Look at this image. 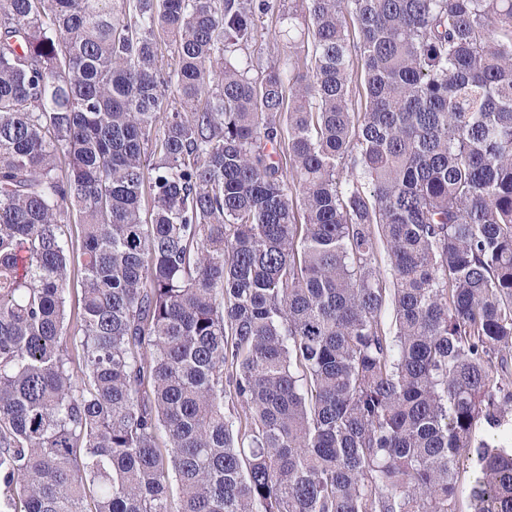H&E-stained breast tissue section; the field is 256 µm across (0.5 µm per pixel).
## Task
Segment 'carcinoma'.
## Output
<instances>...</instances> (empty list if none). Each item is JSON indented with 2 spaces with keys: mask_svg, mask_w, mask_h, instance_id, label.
<instances>
[{
  "mask_svg": "<svg viewBox=\"0 0 512 512\" xmlns=\"http://www.w3.org/2000/svg\"><path fill=\"white\" fill-rule=\"evenodd\" d=\"M299 2L0 0V512H512V0ZM285 16H280L284 8L280 7L281 11L275 10L272 14H259L257 17V41L256 46L249 49L251 52L256 48L254 54L256 55L257 50L261 48L264 57H270L268 54L277 56L278 59L283 58V47L288 45V0H286ZM252 53V52H251Z\"/></svg>",
  "mask_w": 512,
  "mask_h": 512,
  "instance_id": "carcinoma-1",
  "label": "carcinoma"
}]
</instances>
